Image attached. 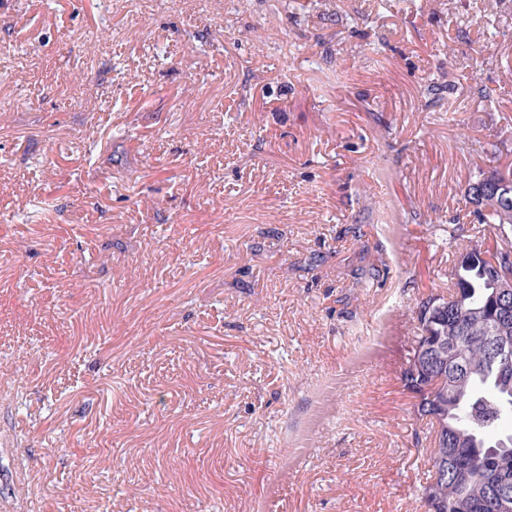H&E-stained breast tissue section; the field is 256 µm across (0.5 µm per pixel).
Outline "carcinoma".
Wrapping results in <instances>:
<instances>
[{"label":"carcinoma","instance_id":"cac0c4a2","mask_svg":"<svg viewBox=\"0 0 512 512\" xmlns=\"http://www.w3.org/2000/svg\"><path fill=\"white\" fill-rule=\"evenodd\" d=\"M505 177L512 179V165L475 179L485 184L477 213L481 223L496 226L493 244L461 246L448 297L430 294L416 307L418 334L403 386L420 390L429 373L444 375L441 392L427 404L448 422L446 438L429 448V460H445L448 473L420 486L428 512H501L490 507L492 498L512 495V433L499 432L512 417V359L490 358L492 340L512 343V291L504 299L499 287L512 275V192L494 189V181ZM433 301L444 310L422 312ZM425 347L430 351L424 358L419 351Z\"/></svg>","mask_w":512,"mask_h":512}]
</instances>
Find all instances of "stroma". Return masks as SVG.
<instances>
[{
    "mask_svg": "<svg viewBox=\"0 0 512 512\" xmlns=\"http://www.w3.org/2000/svg\"><path fill=\"white\" fill-rule=\"evenodd\" d=\"M100 2L0 0V512H424L512 0Z\"/></svg>",
    "mask_w": 512,
    "mask_h": 512,
    "instance_id": "obj_1",
    "label": "stroma"
}]
</instances>
